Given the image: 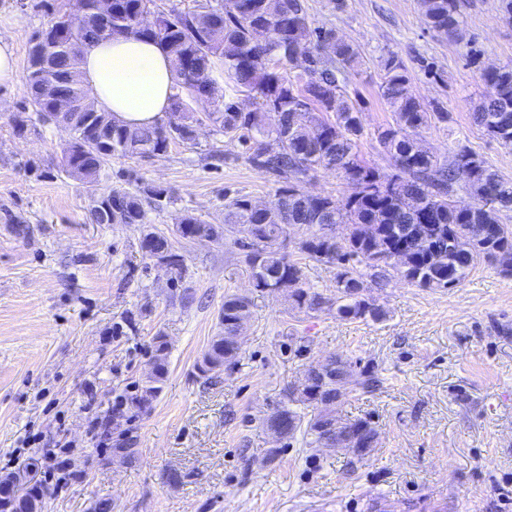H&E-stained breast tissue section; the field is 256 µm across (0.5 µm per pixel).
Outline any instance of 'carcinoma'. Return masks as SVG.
Returning a JSON list of instances; mask_svg holds the SVG:
<instances>
[{"label": "carcinoma", "mask_w": 512, "mask_h": 512, "mask_svg": "<svg viewBox=\"0 0 512 512\" xmlns=\"http://www.w3.org/2000/svg\"><path fill=\"white\" fill-rule=\"evenodd\" d=\"M98 0H69V9L53 17L32 40L25 80L29 104L37 118L53 120L55 97L82 96L78 54L71 41L85 44L100 39L96 25ZM187 11H157L158 24H144L155 0H112V36L136 35L163 44L178 75L177 86L195 102L208 101L205 118L224 135L226 143L242 147L247 163L281 182L267 208L253 206L245 195L224 196V224H208L187 214L170 233L150 226V214L173 203L170 190L140 183L112 187L104 195L112 219L92 205L94 224H145L140 248L145 256L172 250L171 238L189 243L224 238L226 224L238 227L236 240L251 270L254 290L270 292L283 279L296 283L288 294L295 309L320 312L336 307L347 320H380L383 308L364 286L363 265L373 270L382 288L390 271L429 289H450L471 269L485 261L512 276V228L500 222L502 210H512V181L502 178L474 151L463 147L440 163L417 144L416 134L448 113L423 105L410 91L406 69L397 56L384 62L381 96L396 114V124L380 131L377 140L390 155L387 173L363 161L358 143L363 136L360 107L347 90L346 71L361 63L354 44L332 29L310 28L305 0H214L216 11H202V0ZM426 24L446 37L462 39L461 0H422ZM293 61L306 57L297 73L294 66L270 69L267 56ZM485 94L473 120L502 145L512 147V66L482 71ZM252 93L255 108L245 112L236 99ZM88 121V113L71 110L65 125L71 146L62 159L70 177L97 180L114 157L157 156L175 142L194 140L198 122L186 100L173 96L167 123L129 127L112 121ZM108 137L112 150L103 151L98 139ZM466 168L468 184L457 181ZM334 170L350 193L341 202L330 195H309L300 184L319 170ZM348 233L336 236L335 226ZM302 225L311 234L299 243L309 258L336 267V294L327 297L306 286L302 267L281 251L289 227ZM164 275L173 286L185 280L183 259L169 263ZM250 300L232 294L224 298L219 327L202 355L198 370L211 379L238 355L237 329L249 317ZM168 343L154 338L151 378L142 381L131 404L146 409L158 397L168 371ZM350 391L377 387L372 373L359 372L340 356L327 358L319 369L308 367L300 401L315 410L306 418L288 406L266 418L268 428L283 426L280 438L303 431L310 448H334L336 440L352 435L364 458L375 448L377 431L368 418L342 419L336 403ZM31 490L17 496L14 512H40Z\"/></svg>", "instance_id": "obj_1"}]
</instances>
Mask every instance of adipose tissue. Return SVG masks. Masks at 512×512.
I'll return each instance as SVG.
<instances>
[{
	"instance_id": "obj_1",
	"label": "adipose tissue",
	"mask_w": 512,
	"mask_h": 512,
	"mask_svg": "<svg viewBox=\"0 0 512 512\" xmlns=\"http://www.w3.org/2000/svg\"><path fill=\"white\" fill-rule=\"evenodd\" d=\"M78 67L90 100L116 122L141 127L165 119L177 75L158 43L134 36L90 42Z\"/></svg>"
}]
</instances>
